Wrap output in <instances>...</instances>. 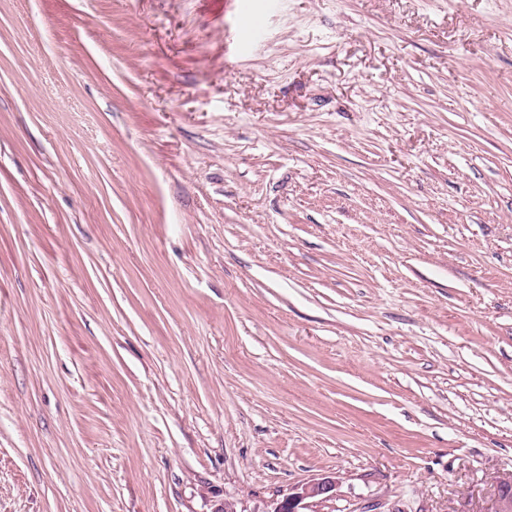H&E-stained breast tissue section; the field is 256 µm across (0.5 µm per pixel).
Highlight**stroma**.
Segmentation results:
<instances>
[{
    "instance_id": "35a3bbf8",
    "label": "stroma",
    "mask_w": 512,
    "mask_h": 512,
    "mask_svg": "<svg viewBox=\"0 0 512 512\" xmlns=\"http://www.w3.org/2000/svg\"><path fill=\"white\" fill-rule=\"evenodd\" d=\"M0 0V512H480L512 470V0ZM337 485L335 476L321 475L294 488L282 498L269 501L261 512H310L306 509L311 502H323L335 497Z\"/></svg>"
}]
</instances>
